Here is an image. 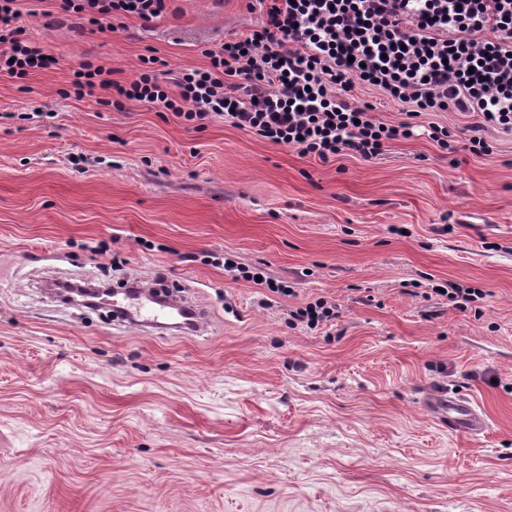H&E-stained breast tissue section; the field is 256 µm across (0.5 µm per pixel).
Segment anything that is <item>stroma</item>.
<instances>
[{
  "label": "stroma",
  "instance_id": "stroma-1",
  "mask_svg": "<svg viewBox=\"0 0 512 512\" xmlns=\"http://www.w3.org/2000/svg\"><path fill=\"white\" fill-rule=\"evenodd\" d=\"M248 3L170 0L93 32L20 0L59 63L0 76V512H512V134L488 156L417 135L324 163L219 118L69 96L86 60L122 83L150 51L207 65L259 20ZM102 276L185 289L208 333L118 326L40 288ZM451 281L486 296H431ZM319 297L336 320L291 327ZM440 394L485 432L449 431ZM208 257L212 258V260L211 261L208 260L207 262H210L209 264H211L215 267L222 266L224 268H229L231 270H237L242 275V277L244 279H246L247 281H252L253 283H255L257 285H263L264 283H266L269 290L272 293H279L283 296L291 295V291L289 290L290 288H288V286L276 284V287H275L273 285V283L269 282L265 278L263 272L258 269L250 270L249 268L239 267L238 262H235L234 260H232L231 258H228L226 256L224 257V255L221 258L218 256H208ZM257 276L261 277V281L256 280Z\"/></svg>",
  "mask_w": 512,
  "mask_h": 512
}]
</instances>
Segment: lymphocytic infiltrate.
<instances>
[{"mask_svg":"<svg viewBox=\"0 0 512 512\" xmlns=\"http://www.w3.org/2000/svg\"><path fill=\"white\" fill-rule=\"evenodd\" d=\"M61 10L97 29L149 22L166 0H61ZM18 0H0V75L22 82L55 65L20 23ZM207 65L168 79L159 59L113 81L83 63L70 92L168 111L200 129L221 118L321 161L347 151L376 157L414 135L429 112L467 117L466 147L491 154V133L512 132V0H269L246 33L204 52ZM379 90L405 122L376 120L356 92Z\"/></svg>","mask_w":512,"mask_h":512,"instance_id":"lymphocytic-infiltrate-1","label":"lymphocytic infiltrate"}]
</instances>
